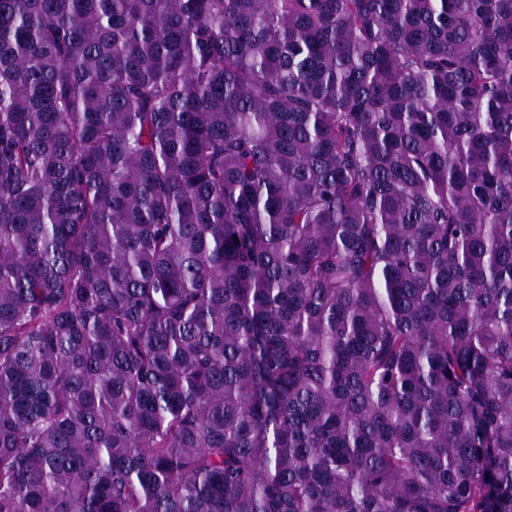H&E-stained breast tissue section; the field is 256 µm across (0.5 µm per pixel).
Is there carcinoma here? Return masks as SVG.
<instances>
[{
	"label": "carcinoma",
	"mask_w": 512,
	"mask_h": 512,
	"mask_svg": "<svg viewBox=\"0 0 512 512\" xmlns=\"http://www.w3.org/2000/svg\"><path fill=\"white\" fill-rule=\"evenodd\" d=\"M0 512H512V0H0Z\"/></svg>",
	"instance_id": "cac0c4a2"
}]
</instances>
